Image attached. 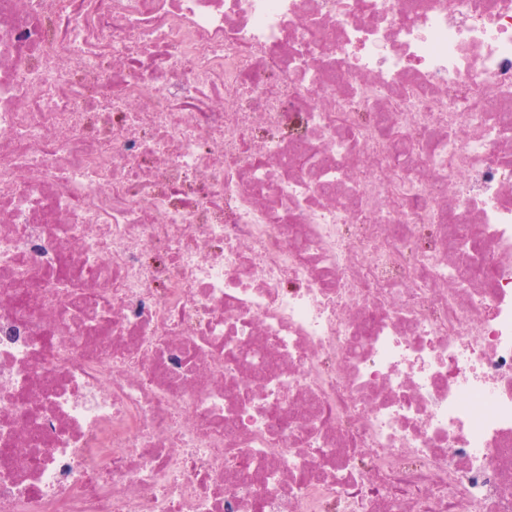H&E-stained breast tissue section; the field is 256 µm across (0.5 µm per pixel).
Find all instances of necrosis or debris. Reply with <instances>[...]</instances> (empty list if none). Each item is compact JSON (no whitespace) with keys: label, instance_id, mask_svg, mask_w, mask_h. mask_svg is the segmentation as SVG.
Listing matches in <instances>:
<instances>
[{"label":"necrosis or debris","instance_id":"necrosis-or-debris-1","mask_svg":"<svg viewBox=\"0 0 512 512\" xmlns=\"http://www.w3.org/2000/svg\"><path fill=\"white\" fill-rule=\"evenodd\" d=\"M0 512H512V0H0Z\"/></svg>","mask_w":512,"mask_h":512}]
</instances>
